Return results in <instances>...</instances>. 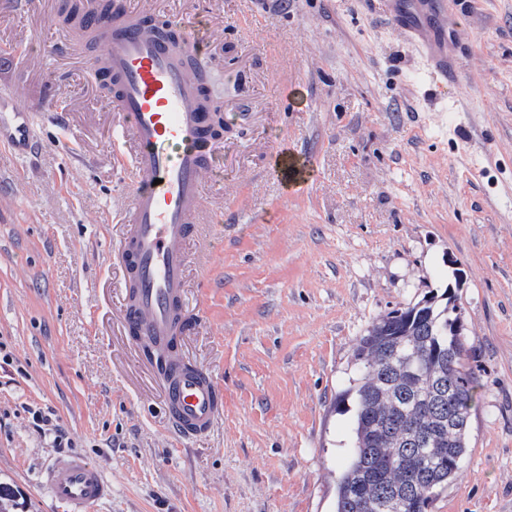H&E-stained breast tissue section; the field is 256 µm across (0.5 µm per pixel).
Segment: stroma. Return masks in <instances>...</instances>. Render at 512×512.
<instances>
[{
	"label": "stroma",
	"instance_id": "obj_1",
	"mask_svg": "<svg viewBox=\"0 0 512 512\" xmlns=\"http://www.w3.org/2000/svg\"><path fill=\"white\" fill-rule=\"evenodd\" d=\"M189 21L224 106L191 247L186 358L224 388L206 438L174 437L121 318L113 254L129 184L109 93L59 0H0V89L33 110L0 145V482L13 512H66L70 452L112 487L94 512H334L351 461L354 346L448 292L477 383L469 453L433 512H512V0H461L463 64L439 98L381 0H127ZM456 103L440 109V98ZM289 145L302 190L271 171ZM52 423L38 429L36 413ZM65 434L68 449L54 438Z\"/></svg>",
	"mask_w": 512,
	"mask_h": 512
}]
</instances>
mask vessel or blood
<instances>
[{"label": "vessel or blood", "instance_id": "b4317fda", "mask_svg": "<svg viewBox=\"0 0 512 512\" xmlns=\"http://www.w3.org/2000/svg\"><path fill=\"white\" fill-rule=\"evenodd\" d=\"M396 32L418 50L431 87L455 83L460 47L455 37L459 0H384ZM90 25L103 33L101 66L112 81L114 122L131 183L125 232L118 246L122 280L121 319L136 344L165 356L164 413L185 440L208 436L224 414V389L213 373L186 360L177 344L193 325L188 300L189 249L202 211L203 176L221 139L192 75L202 48L172 41L153 27L146 11L116 0L111 16ZM0 139L28 142L30 109L0 96ZM272 170L293 188L307 178L294 154L280 147ZM53 496L70 512H91L111 491L82 456L57 459L48 471Z\"/></svg>", "mask_w": 512, "mask_h": 512}]
</instances>
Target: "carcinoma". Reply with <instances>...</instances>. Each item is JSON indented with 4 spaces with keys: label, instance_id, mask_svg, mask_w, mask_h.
<instances>
[{
    "label": "carcinoma",
    "instance_id": "carcinoma-1",
    "mask_svg": "<svg viewBox=\"0 0 512 512\" xmlns=\"http://www.w3.org/2000/svg\"><path fill=\"white\" fill-rule=\"evenodd\" d=\"M59 17L87 38L81 0H63ZM426 295L375 319L355 344L362 364L355 387L352 459L337 484L334 512H429L469 450L476 378L459 319ZM453 394H448V388Z\"/></svg>",
    "mask_w": 512,
    "mask_h": 512
}]
</instances>
